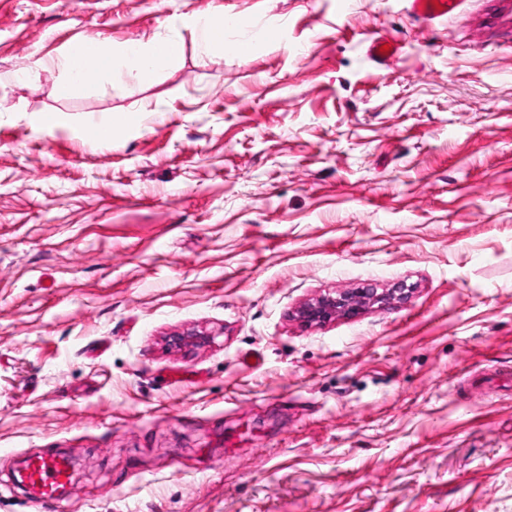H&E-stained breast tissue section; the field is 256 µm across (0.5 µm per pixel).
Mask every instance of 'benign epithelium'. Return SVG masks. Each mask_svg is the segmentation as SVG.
Here are the masks:
<instances>
[{"instance_id": "7a95c632", "label": "benign epithelium", "mask_w": 512, "mask_h": 512, "mask_svg": "<svg viewBox=\"0 0 512 512\" xmlns=\"http://www.w3.org/2000/svg\"><path fill=\"white\" fill-rule=\"evenodd\" d=\"M413 287L404 281H398L386 291L366 286L355 291H343L335 295H323L304 304L297 310V319L305 325H322L338 317L356 318L368 308L387 307L409 300ZM210 342V336L198 330H186L168 337V346L172 349L201 347Z\"/></svg>"}]
</instances>
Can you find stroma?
<instances>
[{"label": "stroma", "mask_w": 512, "mask_h": 512, "mask_svg": "<svg viewBox=\"0 0 512 512\" xmlns=\"http://www.w3.org/2000/svg\"><path fill=\"white\" fill-rule=\"evenodd\" d=\"M203 12L235 20L207 54ZM175 28L152 85L22 76ZM399 280L406 304L295 317ZM188 329L210 343L167 348ZM504 373L512 0L435 25L405 0H0V512H37L12 468L47 452L75 464L64 512H512ZM383 45L389 46V51H380ZM366 55L371 62L379 67H386L393 62L399 53V46L391 43L382 35L373 36L366 41Z\"/></svg>", "instance_id": "1"}]
</instances>
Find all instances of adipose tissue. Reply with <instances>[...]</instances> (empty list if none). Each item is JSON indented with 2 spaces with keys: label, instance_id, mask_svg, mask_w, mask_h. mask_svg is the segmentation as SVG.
I'll return each mask as SVG.
<instances>
[{
  "label": "adipose tissue",
  "instance_id": "ef3b65f1",
  "mask_svg": "<svg viewBox=\"0 0 512 512\" xmlns=\"http://www.w3.org/2000/svg\"><path fill=\"white\" fill-rule=\"evenodd\" d=\"M93 41L95 60L91 64H84L73 48L64 56L35 61V69L57 68L63 72L64 77L57 85L59 96H69L77 85L94 82L100 75L114 73L118 68L141 84H153L162 68L178 60L182 48L181 36L172 33L119 49L99 35Z\"/></svg>",
  "mask_w": 512,
  "mask_h": 512
}]
</instances>
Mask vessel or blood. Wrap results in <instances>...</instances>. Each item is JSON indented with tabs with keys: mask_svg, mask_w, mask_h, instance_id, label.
<instances>
[{
	"mask_svg": "<svg viewBox=\"0 0 512 512\" xmlns=\"http://www.w3.org/2000/svg\"><path fill=\"white\" fill-rule=\"evenodd\" d=\"M462 0H407L411 17L436 23L450 17ZM366 55L380 67L388 66L399 53L397 45L388 44L378 35L367 40ZM25 479L32 486V500L40 512H62L63 491L71 479L69 460L61 455H34L25 462Z\"/></svg>",
	"mask_w": 512,
	"mask_h": 512,
	"instance_id": "1",
	"label": "vessel or blood"
}]
</instances>
